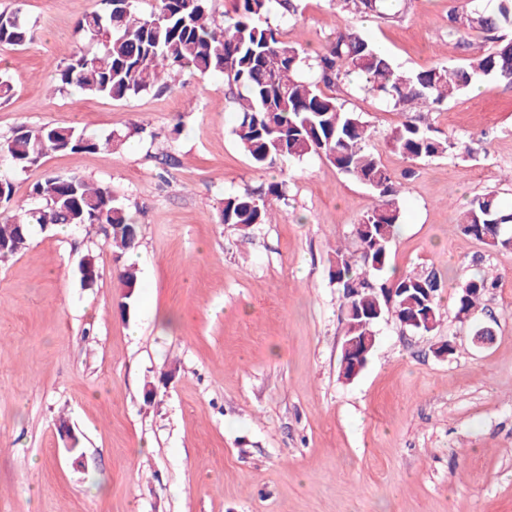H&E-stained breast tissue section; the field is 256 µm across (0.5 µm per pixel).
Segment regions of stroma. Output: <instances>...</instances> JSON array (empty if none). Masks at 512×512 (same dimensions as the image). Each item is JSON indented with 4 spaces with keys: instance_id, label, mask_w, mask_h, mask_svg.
Returning <instances> with one entry per match:
<instances>
[{
    "instance_id": "obj_1",
    "label": "stroma",
    "mask_w": 512,
    "mask_h": 512,
    "mask_svg": "<svg viewBox=\"0 0 512 512\" xmlns=\"http://www.w3.org/2000/svg\"><path fill=\"white\" fill-rule=\"evenodd\" d=\"M95 0H24L33 36L0 46L16 92L0 100V138L44 123L96 135L141 124L156 141L114 152L49 155L14 173L13 206L33 184L78 175L109 187L139 227L115 258L103 233L51 226L0 263V512H512V248L464 234L459 213L497 191L512 208V86L485 82L421 118L456 155L412 162L386 141L402 116L348 79L332 93L359 112L392 171L408 172L388 273L441 278L427 335L389 317L353 381L341 379L342 294L329 278L338 245L372 204L363 185L312 155L255 168L233 135L223 76L122 101L53 92L56 64L82 45ZM460 0H411L380 21L303 0L270 21L309 56L351 24L393 64L421 70L486 51L448 42ZM168 152L176 164L162 166ZM288 176L274 220L242 231L218 221L224 196ZM94 254L100 278L80 281ZM135 265L134 306L118 273ZM496 286L468 321L455 316L464 275ZM452 343V355L436 350ZM79 439L69 452L57 431ZM146 452H139L140 444Z\"/></svg>"
}]
</instances>
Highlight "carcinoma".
<instances>
[{"label":"carcinoma","instance_id":"carcinoma-1","mask_svg":"<svg viewBox=\"0 0 512 512\" xmlns=\"http://www.w3.org/2000/svg\"><path fill=\"white\" fill-rule=\"evenodd\" d=\"M209 0H100L78 24L89 49L56 66L54 89L76 88L86 94L125 100L153 89H169L175 77L190 69L200 75H224L236 112L233 134L258 169L278 159L300 161L317 155L339 172L368 187L372 207L353 225V249L338 248L330 260L329 277L344 301V338L375 349V327L390 315L400 326L429 333L439 322L442 281L434 272L384 278L391 243L402 217L403 183L371 148V132L362 116L345 108L323 88L338 85L351 74L401 113L432 110L491 79L512 85V0H497L487 10L467 0L470 10L448 15V40L468 48L466 35L479 32L494 46L459 63L425 70L395 67L387 52L353 26L334 33L315 59L282 36L269 23L273 4L294 17L300 0H234L232 13L219 22ZM340 13L400 19L409 0H329ZM32 38V27L17 3L0 11V46H20ZM132 137L156 138L135 125L124 135L99 137L74 126L44 124L22 129L0 141V261L24 246L19 230L30 237L32 226L81 227L104 232L119 253L138 247L139 231L124 204L101 185L76 175H53L36 183L35 203L19 211L7 208L14 196L8 172L26 171L52 153L110 150ZM390 150L414 161L450 154L455 143L412 119L400 122L388 138ZM288 201V179L265 188H246L224 197L219 223L248 230L272 223L273 207ZM461 230L490 248L512 245V209L503 207L493 191L471 199L461 217ZM120 308L135 302L138 274L121 270ZM495 281L475 274L456 296V317L469 318Z\"/></svg>","mask_w":512,"mask_h":512}]
</instances>
